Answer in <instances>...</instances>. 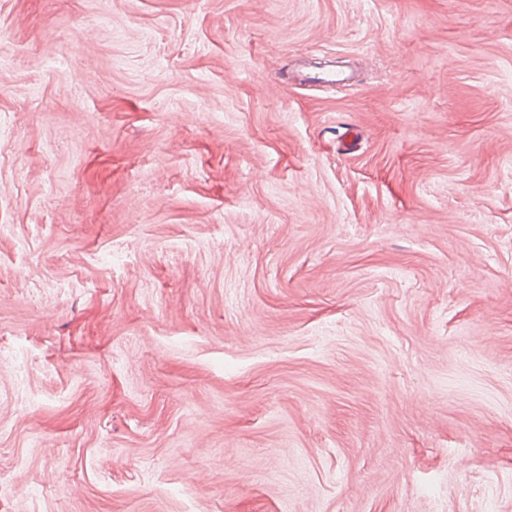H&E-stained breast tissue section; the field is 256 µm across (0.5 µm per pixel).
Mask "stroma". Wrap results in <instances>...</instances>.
Masks as SVG:
<instances>
[{
	"instance_id": "stroma-1",
	"label": "stroma",
	"mask_w": 512,
	"mask_h": 512,
	"mask_svg": "<svg viewBox=\"0 0 512 512\" xmlns=\"http://www.w3.org/2000/svg\"><path fill=\"white\" fill-rule=\"evenodd\" d=\"M0 339V512H512V0H0Z\"/></svg>"
}]
</instances>
